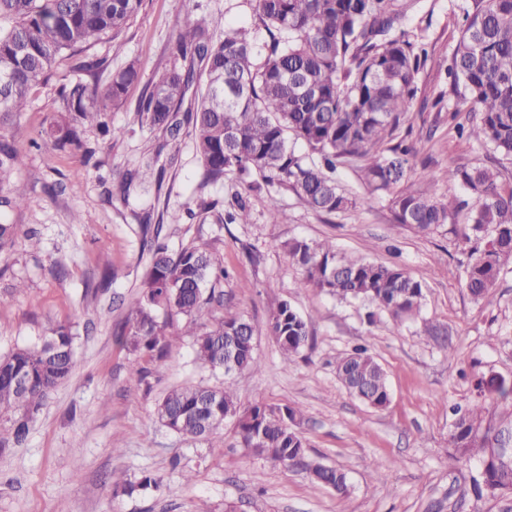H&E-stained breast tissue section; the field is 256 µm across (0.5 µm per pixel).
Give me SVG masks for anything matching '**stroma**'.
Segmentation results:
<instances>
[{"label":"stroma","mask_w":512,"mask_h":512,"mask_svg":"<svg viewBox=\"0 0 512 512\" xmlns=\"http://www.w3.org/2000/svg\"><path fill=\"white\" fill-rule=\"evenodd\" d=\"M458 2L412 0L398 24L428 50L414 110L396 133L415 148L407 187L444 201L452 190L429 183L427 173L489 161L485 147L458 135L451 119L463 106L446 75L462 27ZM202 14L219 31L253 21L247 0H142L117 39H103L81 58L58 59L6 131L25 158L9 186H0V197L14 185L26 201L4 214L16 236L0 249V355L40 345L50 328L68 324L76 333L77 365L49 393L22 441L14 440L9 420L0 421V512H224L228 501L240 512H498L496 501L477 497L480 468L455 458L448 432L452 406L477 401L476 378L494 373L512 383V267L489 298L472 299L463 284V218L431 233L396 223L388 198L370 195L355 161L338 164L336 180L360 205L323 214L280 189L287 218L279 224L268 221L267 191L249 190L236 175L202 185L191 136L167 141L135 116L143 91L169 68L168 46L179 28ZM81 60L96 62L91 76L103 83L136 63L139 83L107 117L123 136L85 128L95 150L89 159L47 145L31 148L62 106L61 84L79 78ZM154 154L164 167L161 185L132 188L125 199L114 195L118 177ZM239 195L248 199L249 223H220ZM147 213L161 220L171 250L208 245L226 271L216 286L224 303L214 306V317L244 316L259 334L257 369L235 380L241 407L300 409L297 430L309 460L346 473L347 500L308 473L243 448L234 420L208 443L159 423L156 406L169 389L218 386L224 374L195 361L188 336L160 360L123 344L129 305L150 265L141 222ZM294 238L327 239L342 254L402 267L422 283L420 317L398 324L370 315L367 305L303 286L283 248ZM106 270L112 280L103 287ZM283 302L309 330L305 347L288 360L265 334ZM359 345L386 372L384 407L361 403L336 375L337 357ZM116 471L131 482L153 475L159 486L125 493L112 483Z\"/></svg>","instance_id":"obj_1"}]
</instances>
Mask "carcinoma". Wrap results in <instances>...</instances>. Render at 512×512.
Segmentation results:
<instances>
[{"instance_id":"1","label":"carcinoma","mask_w":512,"mask_h":512,"mask_svg":"<svg viewBox=\"0 0 512 512\" xmlns=\"http://www.w3.org/2000/svg\"><path fill=\"white\" fill-rule=\"evenodd\" d=\"M249 28H226L220 36L205 17L187 22L169 45L172 66L143 92L136 113L142 124L161 129L174 141L187 133L202 167V184L218 183L229 173L253 174L255 187H277L295 194L310 209L336 214L357 206L336 183V162L356 159L373 192L391 195L396 222L421 232L443 226L465 212L464 239L473 243L464 268V286L477 301L496 288L512 264V185L486 165L450 166L441 179L466 195L444 203L405 186L412 148L401 143L386 149L401 122L412 112L415 80L428 52L395 31L400 15L396 0H248ZM141 0H0V129L25 111L30 92L51 76L57 57L76 55L106 36L118 34L135 16ZM461 36L447 73L468 105L464 120L453 113L456 130L512 159V0H475L459 6ZM139 82L134 63L106 83L71 80L61 89V110L44 137L59 153L93 157L80 127H107L103 117L121 107ZM194 105L182 109L191 88ZM305 145L314 159L298 151ZM24 161L15 142L0 135V182ZM146 162L121 177L120 194L133 180L149 181ZM245 200L226 215V224L248 223ZM157 224L146 240L150 268L130 303L121 336L137 354L159 357L180 334L167 330L160 314L187 321L195 360L229 377L258 368L256 330L250 320H216L212 304L223 303L215 283L224 277L218 259L203 244L172 253ZM288 255L299 267L302 283L339 300L365 303L401 324L421 311L419 280L396 265L340 255L328 242L292 239ZM268 335L288 360L307 344V322L290 304H279L268 320ZM75 336L59 325L39 347H17L0 356V418L19 414L14 437L29 430L32 413L76 368ZM336 374L361 402L380 408L389 401L386 375L367 349L357 348L336 361ZM482 396L501 400L491 414L476 403L455 410L449 447L481 470L479 491L512 512V456L495 445L512 436V386L492 387L481 376ZM160 424L193 440L210 441L233 418L243 447L276 463L304 468L313 482L344 497L346 473L306 461V448L292 424L291 408L255 405L241 408L232 382L219 387L186 385L166 392L157 405ZM124 492L158 487L146 476L133 484L119 477Z\"/></svg>"}]
</instances>
